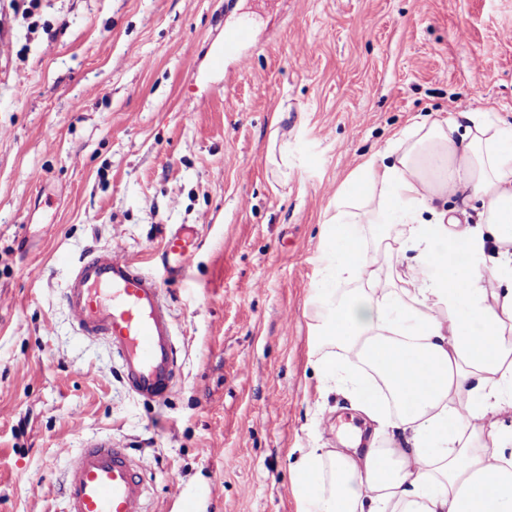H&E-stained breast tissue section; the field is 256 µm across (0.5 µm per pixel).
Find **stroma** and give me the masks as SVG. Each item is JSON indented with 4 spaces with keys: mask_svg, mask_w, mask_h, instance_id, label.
I'll list each match as a JSON object with an SVG mask.
<instances>
[{
    "mask_svg": "<svg viewBox=\"0 0 512 512\" xmlns=\"http://www.w3.org/2000/svg\"><path fill=\"white\" fill-rule=\"evenodd\" d=\"M243 22L253 44L211 72ZM508 29L512 0H0V512H63L94 437L150 460L147 512H299L291 449L362 427L310 343L327 207L416 121L512 122ZM184 224L195 263L163 282L182 378L146 403L61 296L90 248Z\"/></svg>",
    "mask_w": 512,
    "mask_h": 512,
    "instance_id": "obj_1",
    "label": "stroma"
}]
</instances>
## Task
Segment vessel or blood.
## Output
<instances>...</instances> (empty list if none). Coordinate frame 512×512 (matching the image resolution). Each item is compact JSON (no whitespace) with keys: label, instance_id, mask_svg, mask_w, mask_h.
Listing matches in <instances>:
<instances>
[{"label":"vessel or blood","instance_id":"vessel-or-blood-1","mask_svg":"<svg viewBox=\"0 0 512 512\" xmlns=\"http://www.w3.org/2000/svg\"><path fill=\"white\" fill-rule=\"evenodd\" d=\"M252 39L245 25L225 31L212 68L223 69L225 56L238 53ZM196 235L191 225L166 238L161 258L171 275L193 265ZM144 263V258L113 248L90 252L76 264L64 301L83 336L107 342L125 386L143 400L160 403L177 383L179 349L164 290L144 272ZM147 468V461L112 440L88 441L64 474L65 512H144Z\"/></svg>","mask_w":512,"mask_h":512}]
</instances>
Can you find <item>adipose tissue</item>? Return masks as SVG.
I'll use <instances>...</instances> for the list:
<instances>
[{
	"label": "adipose tissue",
	"instance_id": "ef3b65f1",
	"mask_svg": "<svg viewBox=\"0 0 512 512\" xmlns=\"http://www.w3.org/2000/svg\"><path fill=\"white\" fill-rule=\"evenodd\" d=\"M323 259L316 368L389 444L299 449L301 512H512V124L401 132L337 189Z\"/></svg>",
	"mask_w": 512,
	"mask_h": 512
}]
</instances>
